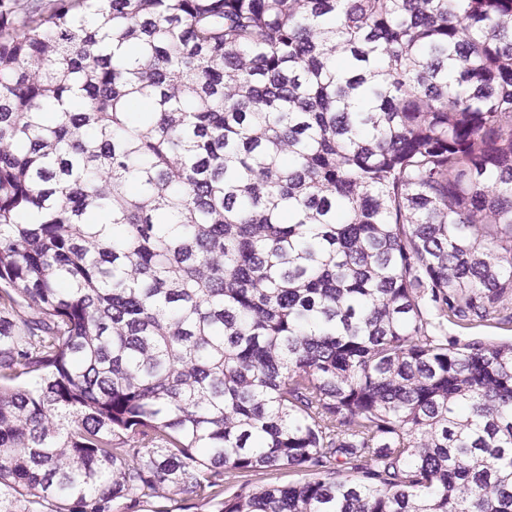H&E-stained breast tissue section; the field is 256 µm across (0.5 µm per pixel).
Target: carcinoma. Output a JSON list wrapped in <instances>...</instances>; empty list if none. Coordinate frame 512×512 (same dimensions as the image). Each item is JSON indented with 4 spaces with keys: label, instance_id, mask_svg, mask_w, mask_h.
I'll list each match as a JSON object with an SVG mask.
<instances>
[{
    "label": "carcinoma",
    "instance_id": "1",
    "mask_svg": "<svg viewBox=\"0 0 512 512\" xmlns=\"http://www.w3.org/2000/svg\"><path fill=\"white\" fill-rule=\"evenodd\" d=\"M511 301L512 0H0V512H512Z\"/></svg>",
    "mask_w": 512,
    "mask_h": 512
}]
</instances>
